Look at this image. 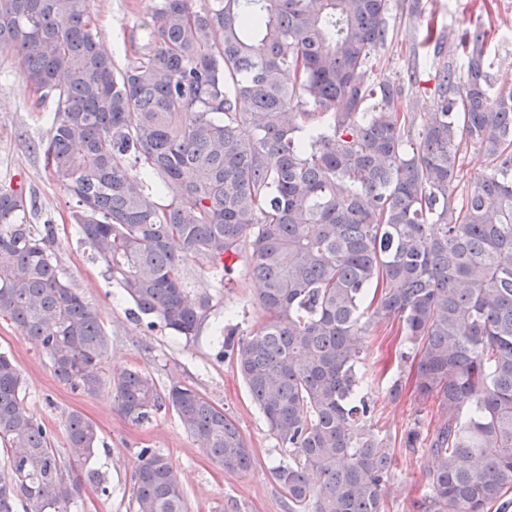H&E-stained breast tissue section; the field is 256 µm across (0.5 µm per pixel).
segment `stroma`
I'll use <instances>...</instances> for the list:
<instances>
[{"instance_id":"1","label":"stroma","mask_w":512,"mask_h":512,"mask_svg":"<svg viewBox=\"0 0 512 512\" xmlns=\"http://www.w3.org/2000/svg\"><path fill=\"white\" fill-rule=\"evenodd\" d=\"M149 0H91L90 10L101 42L117 66L135 59L145 42L141 20ZM487 29V56L492 72L512 83L503 66L512 60V0H391L389 37L371 77L397 80L415 69L417 81L405 86V111L422 116L431 111L435 73L448 59V49L463 29ZM52 102L40 101L25 90L12 56L0 54V191L22 190L33 207L31 224L53 225V261L57 270L85 301L97 309L109 339L102 372L110 376L130 368L149 372L160 388L181 383L194 388L232 416L255 456L253 466L235 473L224 471L186 433L176 414L160 412L148 424L135 426L116 410L112 394L73 391L54 376L47 357L0 316V352L13 358L24 380L25 404L30 414L51 434V445L61 456L64 472L97 469L107 475L106 490L84 486L71 512H134L133 475L138 452L151 448L169 457L182 482L189 512H288V498L272 475L274 466L289 455L270 433L231 359L225 358L219 328L236 326L248 334L265 313L259 303V285L245 274V258L235 271L193 259L182 274L193 294H206L211 308L193 338L173 335L162 326H147L129 313L121 288L108 279L94 261L70 218L72 201L51 174L42 150L50 138ZM367 354L358 367L363 394L375 401L377 414L389 431L393 449L392 478L385 488L390 512H417L428 481L432 458L426 446L404 448L405 433L413 426L430 432V416H418L411 389L390 399L391 383L405 369L398 352L403 348L397 328H381L369 338ZM77 412L100 430L101 443L89 460L68 452L66 419Z\"/></svg>"}]
</instances>
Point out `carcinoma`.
<instances>
[{
    "label": "carcinoma",
    "mask_w": 512,
    "mask_h": 512,
    "mask_svg": "<svg viewBox=\"0 0 512 512\" xmlns=\"http://www.w3.org/2000/svg\"><path fill=\"white\" fill-rule=\"evenodd\" d=\"M149 0L144 51L116 67L90 0H0V53L51 99L45 154L76 198L71 220L137 320L196 335L210 298H191L190 258L229 274L248 256L266 320L224 328L270 432L292 462L274 476L290 512H388L387 432L359 391L366 339L398 324L414 392L438 421L418 512H505L512 502V89L491 74L489 34L464 31L436 72L418 139L403 84L368 78L389 36L390 0ZM490 160L463 182V152ZM151 174L148 186L135 169ZM0 192V314L57 379L98 392L108 340L96 309L59 274L54 228ZM125 420L173 409L224 470L253 462L234 420L193 388L160 390L130 369L109 379ZM23 381L0 352V512H70L94 469L65 477ZM91 458L97 425L66 422ZM134 512H189L169 458L139 452Z\"/></svg>",
    "instance_id": "carcinoma-1"
}]
</instances>
